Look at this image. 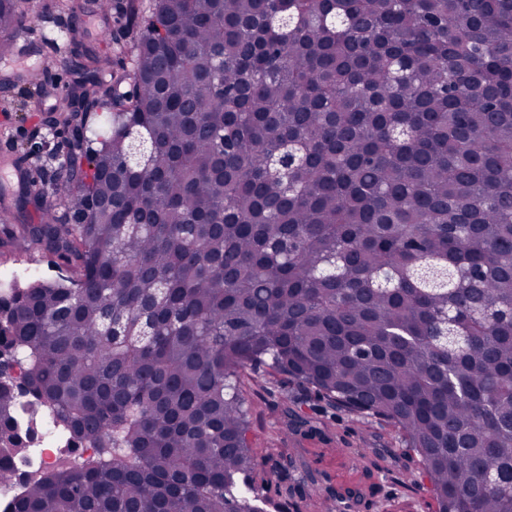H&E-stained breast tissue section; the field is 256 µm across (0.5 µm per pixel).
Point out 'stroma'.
I'll list each match as a JSON object with an SVG mask.
<instances>
[{
	"instance_id": "obj_1",
	"label": "stroma",
	"mask_w": 512,
	"mask_h": 512,
	"mask_svg": "<svg viewBox=\"0 0 512 512\" xmlns=\"http://www.w3.org/2000/svg\"><path fill=\"white\" fill-rule=\"evenodd\" d=\"M22 31H45L61 39L81 28L98 53L112 54V21L70 13L59 0H27L19 15ZM78 61L77 53L45 49L22 62L25 70L54 74V83H26L0 94V160L25 152V137L43 117L56 112L72 76L58 70ZM58 270L48 255L0 245V283L52 279ZM249 419L248 439L259 465L250 477L266 512H438L431 485L422 478L420 456L404 448L383 420L330 408L310 385L261 365L240 377ZM310 427L294 430V414Z\"/></svg>"
}]
</instances>
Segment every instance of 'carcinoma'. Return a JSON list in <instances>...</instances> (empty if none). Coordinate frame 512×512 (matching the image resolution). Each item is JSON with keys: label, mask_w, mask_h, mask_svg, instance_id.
<instances>
[{"label": "carcinoma", "mask_w": 512, "mask_h": 512, "mask_svg": "<svg viewBox=\"0 0 512 512\" xmlns=\"http://www.w3.org/2000/svg\"><path fill=\"white\" fill-rule=\"evenodd\" d=\"M20 6L0 0L1 61ZM143 12L121 6L128 89L65 33L81 185L45 206L25 153L0 210L65 271L0 289V476L43 424L92 449L7 512H263L256 363L396 428L439 512H512V0Z\"/></svg>", "instance_id": "obj_1"}]
</instances>
